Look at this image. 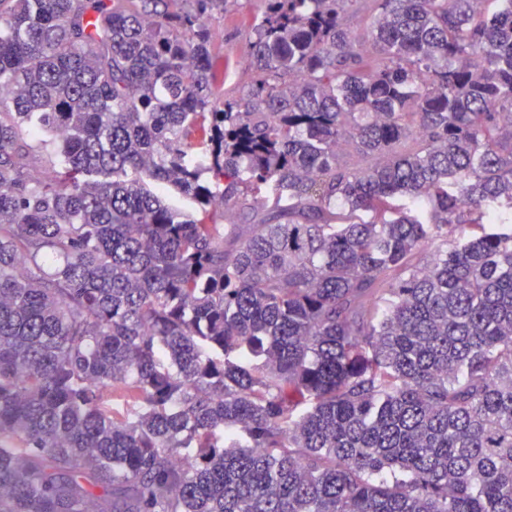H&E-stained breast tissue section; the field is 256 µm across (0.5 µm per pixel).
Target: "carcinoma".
I'll return each mask as SVG.
<instances>
[{"label":"carcinoma","instance_id":"carcinoma-1","mask_svg":"<svg viewBox=\"0 0 512 512\" xmlns=\"http://www.w3.org/2000/svg\"><path fill=\"white\" fill-rule=\"evenodd\" d=\"M168 2L0 0V512H512V0ZM259 10V0H228L224 13H214L208 20L210 27L224 33V40H216L212 51L224 57V95L228 97H237L251 86L252 74L245 61L254 37L252 20Z\"/></svg>","mask_w":512,"mask_h":512}]
</instances>
